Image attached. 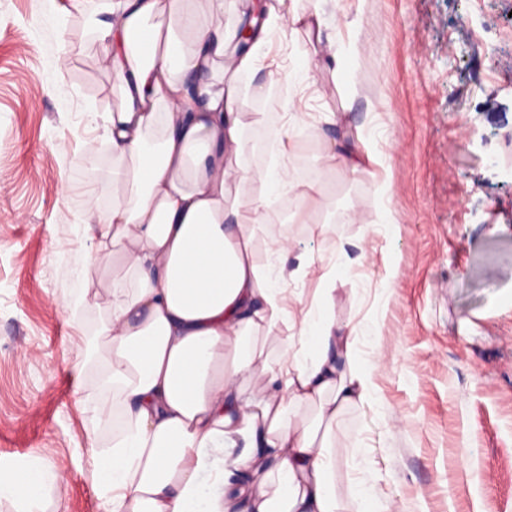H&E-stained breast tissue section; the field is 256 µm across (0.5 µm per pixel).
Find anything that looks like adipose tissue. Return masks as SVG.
Returning a JSON list of instances; mask_svg holds the SVG:
<instances>
[{"instance_id": "obj_1", "label": "adipose tissue", "mask_w": 512, "mask_h": 512, "mask_svg": "<svg viewBox=\"0 0 512 512\" xmlns=\"http://www.w3.org/2000/svg\"><path fill=\"white\" fill-rule=\"evenodd\" d=\"M235 2L229 26L211 17L224 0H103L84 15L91 48L119 80L105 126L112 204H88L96 248L66 303L84 307L95 270L120 266L80 365L101 428L89 456L107 512H341L331 428L373 397L355 332L336 323L333 269L308 301L277 282L313 261L294 259L269 201L284 188L307 200L319 179L240 164L242 76L264 68L284 80L262 51L268 35L320 17ZM244 24L257 28L246 51ZM261 233L278 273L255 257ZM270 337L281 343L274 356ZM304 407L307 424L291 417ZM62 480L36 460L0 475V498L44 512Z\"/></svg>"}]
</instances>
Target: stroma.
Instances as JSON below:
<instances>
[{
	"mask_svg": "<svg viewBox=\"0 0 512 512\" xmlns=\"http://www.w3.org/2000/svg\"><path fill=\"white\" fill-rule=\"evenodd\" d=\"M56 2L0 0V467L46 460L65 476L46 512H105L77 377L99 311L75 323L64 304L93 249L87 204L112 197L119 89ZM269 2L321 26L270 34L287 81L243 77L272 130L246 129L242 166L320 177L305 222L292 194L271 204L315 261L288 293L311 298L334 266L336 321L382 364L333 429L336 491L347 512L353 486L368 512H512V0ZM340 129L364 169H321Z\"/></svg>",
	"mask_w": 512,
	"mask_h": 512,
	"instance_id": "1",
	"label": "stroma"
}]
</instances>
